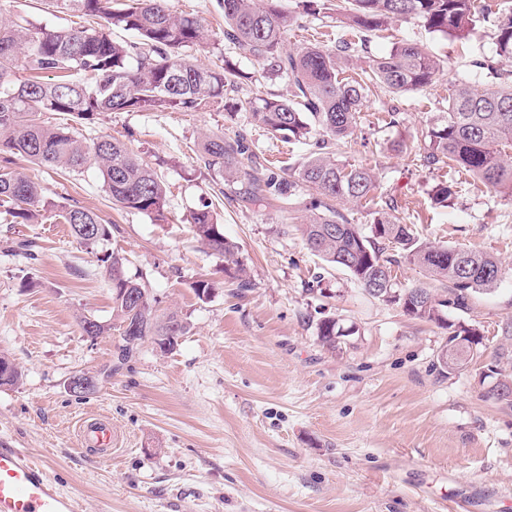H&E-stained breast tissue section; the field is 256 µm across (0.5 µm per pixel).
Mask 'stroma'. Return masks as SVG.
Listing matches in <instances>:
<instances>
[{"mask_svg": "<svg viewBox=\"0 0 512 512\" xmlns=\"http://www.w3.org/2000/svg\"><path fill=\"white\" fill-rule=\"evenodd\" d=\"M337 0L319 15L298 0H282L296 20L288 47L308 40L356 43L347 72L367 66L392 44L427 46L444 65L432 84L367 97L351 137L315 130L290 141L256 126L248 113L227 118L219 106L198 112H107L82 126L85 140L117 138L158 164L166 188V219L113 206L96 168L61 173L15 157L16 168L46 189L48 200L76 204L111 224L104 249L123 255L127 277L145 284L157 314L178 313L189 325L177 346L143 342L126 363L112 313L110 284L98 260L58 218L10 224L0 217V354L23 371L0 387V441L47 459V473L79 495L81 512H453L464 497L469 512H512V408L488 398L477 367L442 373L437 355L448 333L367 295L344 270L307 248L301 224L310 190L298 185L287 204L259 205L204 167L196 149L204 133L244 134L257 157L297 174L322 151L345 165L371 168L370 201L339 209L369 232L387 207L425 242L494 255L502 274L450 319L475 324L488 348L512 320V200L464 171L426 160L424 136L448 109L462 81L491 83L477 60L489 57L512 72V57L495 52V29L478 25L468 40L429 32L418 20L390 23L361 40L341 22ZM176 14L202 21V62L224 53L222 0H170ZM0 20L69 27L68 14L44 0H0ZM397 107L398 124L383 117ZM453 181L449 206L431 191ZM212 202L225 236L238 247L252 288L237 295L224 259L197 241L189 224ZM27 241L33 258L11 252ZM213 283L200 300L192 284ZM110 324L96 339L79 320ZM354 327L336 349L324 347V317ZM97 381L94 394L70 393L76 373ZM112 422V460L77 452L84 416Z\"/></svg>", "mask_w": 512, "mask_h": 512, "instance_id": "35a3bbf8", "label": "stroma"}]
</instances>
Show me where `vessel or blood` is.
Instances as JSON below:
<instances>
[{"instance_id":"obj_1","label":"vessel or blood","mask_w":512,"mask_h":512,"mask_svg":"<svg viewBox=\"0 0 512 512\" xmlns=\"http://www.w3.org/2000/svg\"><path fill=\"white\" fill-rule=\"evenodd\" d=\"M77 441L82 449H111L110 420L81 421ZM76 504L75 494L49 479L44 462L26 449L0 443V512H77Z\"/></svg>"}]
</instances>
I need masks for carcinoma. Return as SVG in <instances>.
I'll list each match as a JSON object with an SVG mask.
<instances>
[{
	"label": "carcinoma",
	"instance_id": "obj_1",
	"mask_svg": "<svg viewBox=\"0 0 512 512\" xmlns=\"http://www.w3.org/2000/svg\"><path fill=\"white\" fill-rule=\"evenodd\" d=\"M47 8L70 12L80 19L76 26L48 30L31 23L0 25V207L14 224H27L39 210H60L79 244L93 248L110 239L112 225L101 222L91 210L77 205L59 206L44 196L43 188L13 167L20 155L47 168L75 172L87 166L100 171L112 204L152 216H163L166 189L156 169L117 139L103 137L86 144L75 127L54 125L45 119L52 112L72 117L77 124H92L106 112H198L224 104L228 118L245 111L253 123L273 134L296 140L307 138L318 126L341 139L352 134L367 94L381 86L393 93L429 85L442 61L424 46L408 41L395 43L389 52L372 59L357 79L344 76L341 56L333 47L309 44L290 49L284 35L293 16L280 0H222L224 43L263 64L277 77L288 79V96L228 97L239 93L244 72L230 55L210 67L198 63L195 54L206 40L204 26L192 16L172 12L169 0H45ZM345 24L358 32L383 30L389 21L419 18L428 31L465 40L477 23L496 28V54L512 57V13L503 17L482 0H341ZM135 35L134 41H117L114 31ZM27 70L30 79H17ZM428 155L434 163L460 168L485 186L512 198V75L485 87L466 82L448 95V112L427 131ZM197 159L208 170L224 174L228 182L245 184L244 194L255 201L288 203L297 183L313 197L312 216L302 224L308 248L327 263L347 271L362 288L373 280L388 283L372 297L397 304L414 318L448 330V365L452 373L483 356L484 336L474 325L448 324V309L468 308L474 294L487 292L497 283L501 266L492 255L467 249L434 246L421 241L406 224L392 220L388 212H374L370 234L341 213L336 204L357 203L374 188L373 174L362 165H343L317 154L301 166L297 179L286 170L269 168L251 152L242 134L224 136L218 130L200 143ZM454 184L436 185L431 194L443 207L454 196ZM92 226L97 237L84 229ZM194 235L226 263L237 265V288H252L243 277L237 259L238 246L224 236L211 204L204 201L191 215ZM399 249L406 259L425 267L448 282L439 297L428 288L400 289L392 275L394 259L388 248ZM111 284L112 310L119 319L122 345L118 359L127 360L147 338L161 351L176 343L164 341L168 325L173 335L187 333V322L172 312L159 318L151 306L136 308L132 294L147 295L145 285L126 277V258L105 252L99 258ZM135 326L129 332L124 323ZM82 336L96 339L111 326L85 317ZM334 317L318 324V339L334 349L339 337L351 336ZM482 379L498 382L487 394L512 407V349H498L495 361L485 365ZM22 370L0 356V386H13Z\"/></svg>",
	"mask_w": 512,
	"mask_h": 512
}]
</instances>
